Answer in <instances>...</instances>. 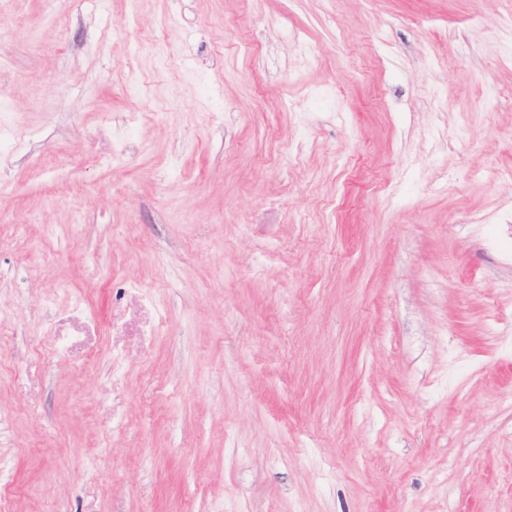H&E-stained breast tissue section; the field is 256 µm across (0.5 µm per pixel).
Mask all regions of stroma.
<instances>
[{"label": "stroma", "mask_w": 512, "mask_h": 512, "mask_svg": "<svg viewBox=\"0 0 512 512\" xmlns=\"http://www.w3.org/2000/svg\"><path fill=\"white\" fill-rule=\"evenodd\" d=\"M509 87L512 0H0V505L512 512Z\"/></svg>", "instance_id": "stroma-1"}]
</instances>
